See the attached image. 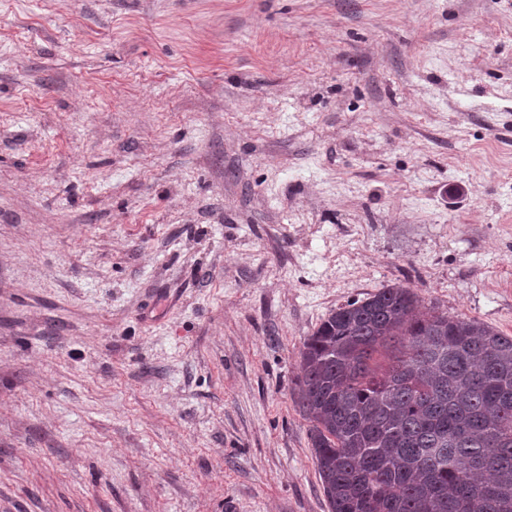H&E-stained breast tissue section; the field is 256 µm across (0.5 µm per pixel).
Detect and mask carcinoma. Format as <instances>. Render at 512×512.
<instances>
[{
	"label": "carcinoma",
	"mask_w": 512,
	"mask_h": 512,
	"mask_svg": "<svg viewBox=\"0 0 512 512\" xmlns=\"http://www.w3.org/2000/svg\"><path fill=\"white\" fill-rule=\"evenodd\" d=\"M294 396L330 512H512V336L380 288L304 340Z\"/></svg>",
	"instance_id": "obj_1"
}]
</instances>
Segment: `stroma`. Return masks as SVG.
<instances>
[{
    "mask_svg": "<svg viewBox=\"0 0 512 512\" xmlns=\"http://www.w3.org/2000/svg\"><path fill=\"white\" fill-rule=\"evenodd\" d=\"M394 284L512 336V0H0V512H329Z\"/></svg>",
    "mask_w": 512,
    "mask_h": 512,
    "instance_id": "1",
    "label": "stroma"
}]
</instances>
